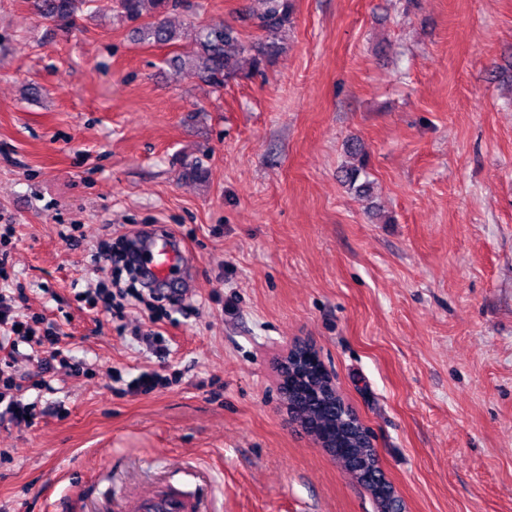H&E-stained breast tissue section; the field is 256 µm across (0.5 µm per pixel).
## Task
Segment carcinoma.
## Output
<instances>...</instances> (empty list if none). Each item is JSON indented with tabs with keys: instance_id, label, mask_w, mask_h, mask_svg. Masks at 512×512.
Returning a JSON list of instances; mask_svg holds the SVG:
<instances>
[{
	"instance_id": "carcinoma-1",
	"label": "carcinoma",
	"mask_w": 512,
	"mask_h": 512,
	"mask_svg": "<svg viewBox=\"0 0 512 512\" xmlns=\"http://www.w3.org/2000/svg\"><path fill=\"white\" fill-rule=\"evenodd\" d=\"M266 10L258 16V26L266 34L262 41L244 42L228 24L210 25L196 33L198 51L196 61L183 68L178 58L169 63L178 73L197 78L215 88L224 87L227 79L238 74L235 57L246 54L254 70L259 71L278 51L276 40L282 30L291 23L292 0H265ZM94 0H31L33 9L42 16L67 22L83 8L92 7ZM117 11L127 20L139 23L138 34L145 40L159 45L173 43L177 35L168 25L165 15L182 5V0H115ZM347 153L353 163L342 167L343 184L358 195H368L372 182L369 180L368 154L361 144L352 142ZM288 389L300 398L303 415L312 425L314 434L335 444L336 460L349 473H355L357 464L355 442L349 437L347 417L341 409V399L333 400L324 395L317 368H309L304 375H288Z\"/></svg>"
}]
</instances>
